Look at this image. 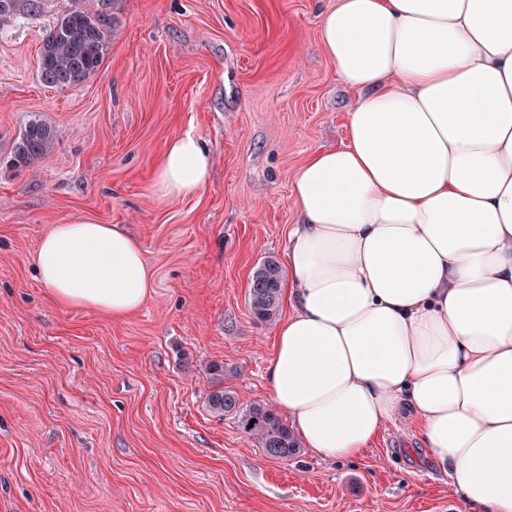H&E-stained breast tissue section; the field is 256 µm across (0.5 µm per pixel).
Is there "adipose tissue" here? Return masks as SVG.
Masks as SVG:
<instances>
[{
	"mask_svg": "<svg viewBox=\"0 0 512 512\" xmlns=\"http://www.w3.org/2000/svg\"><path fill=\"white\" fill-rule=\"evenodd\" d=\"M320 39L358 101L293 178L270 398L326 458L408 414L471 512H512V0H336ZM211 164L174 137L154 187L195 197ZM35 262L61 308L122 318L153 292L139 243L88 218Z\"/></svg>",
	"mask_w": 512,
	"mask_h": 512,
	"instance_id": "obj_1",
	"label": "adipose tissue"
}]
</instances>
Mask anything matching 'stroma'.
I'll list each match as a JSON object with an SVG mask.
<instances>
[{"mask_svg":"<svg viewBox=\"0 0 512 512\" xmlns=\"http://www.w3.org/2000/svg\"><path fill=\"white\" fill-rule=\"evenodd\" d=\"M36 3L0 31V512H466L408 417L361 458L281 460L208 406L213 362L242 406L269 398L277 325L250 315V281L287 266L293 174L345 142L358 99L319 39L334 0H116L109 50L76 87L44 85L38 54L94 0ZM34 118L58 140L11 167ZM187 133L211 178L163 197L156 163ZM80 217L142 247L153 293L123 319L53 306L36 275L40 238Z\"/></svg>","mask_w":512,"mask_h":512,"instance_id":"stroma-1","label":"stroma"}]
</instances>
